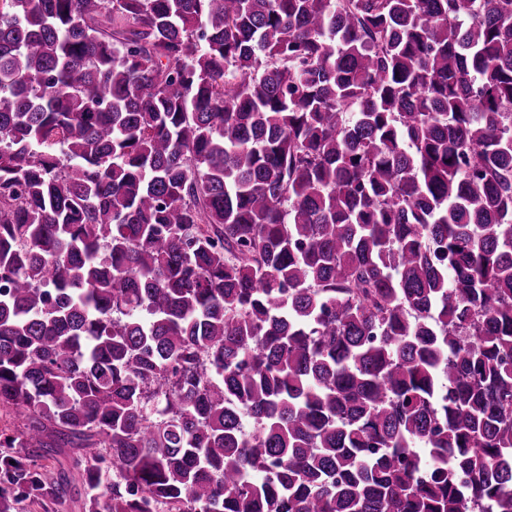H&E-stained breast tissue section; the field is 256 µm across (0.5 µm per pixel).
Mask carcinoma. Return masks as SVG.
Instances as JSON below:
<instances>
[{
    "mask_svg": "<svg viewBox=\"0 0 512 512\" xmlns=\"http://www.w3.org/2000/svg\"><path fill=\"white\" fill-rule=\"evenodd\" d=\"M0 407V512H512V0H0Z\"/></svg>",
    "mask_w": 512,
    "mask_h": 512,
    "instance_id": "cac0c4a2",
    "label": "carcinoma"
}]
</instances>
